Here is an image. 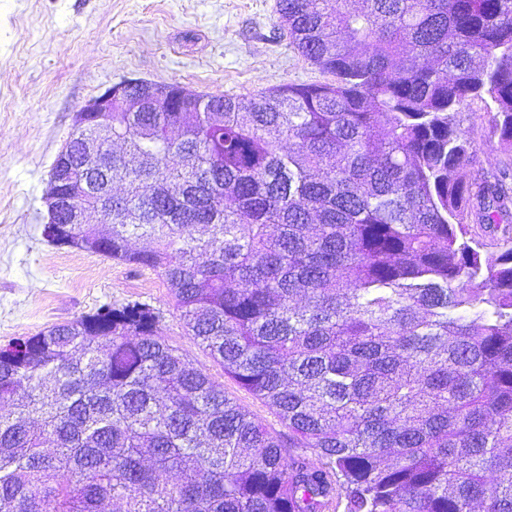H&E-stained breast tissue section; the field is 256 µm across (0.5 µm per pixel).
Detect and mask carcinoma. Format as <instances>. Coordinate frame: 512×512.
<instances>
[{"label":"carcinoma","instance_id":"cac0c4a2","mask_svg":"<svg viewBox=\"0 0 512 512\" xmlns=\"http://www.w3.org/2000/svg\"><path fill=\"white\" fill-rule=\"evenodd\" d=\"M277 12L328 79L190 112L114 100L102 185L122 193L69 230L155 272L288 434L160 312L105 305L0 346V512H512V165L477 167L459 119L481 101L512 154V0ZM64 150L83 163L78 135Z\"/></svg>","mask_w":512,"mask_h":512}]
</instances>
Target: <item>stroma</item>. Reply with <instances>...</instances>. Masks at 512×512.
Here are the masks:
<instances>
[{
  "label": "stroma",
  "instance_id": "obj_1",
  "mask_svg": "<svg viewBox=\"0 0 512 512\" xmlns=\"http://www.w3.org/2000/svg\"><path fill=\"white\" fill-rule=\"evenodd\" d=\"M321 78L290 44L277 0H0V344L103 305L146 303L162 312L169 344L283 432L185 334L158 275L46 242L43 197L77 110L121 80L249 96ZM460 119L485 169L504 161L485 142L483 103L466 101Z\"/></svg>",
  "mask_w": 512,
  "mask_h": 512
}]
</instances>
